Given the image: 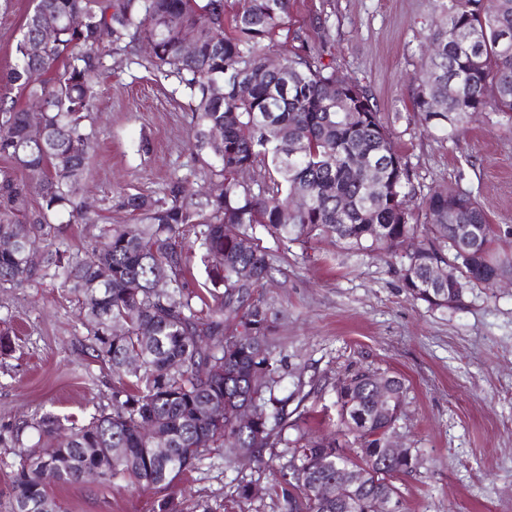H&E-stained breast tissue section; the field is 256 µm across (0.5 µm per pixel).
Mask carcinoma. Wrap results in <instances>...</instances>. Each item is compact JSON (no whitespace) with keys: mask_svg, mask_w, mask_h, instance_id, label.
Listing matches in <instances>:
<instances>
[{"mask_svg":"<svg viewBox=\"0 0 512 512\" xmlns=\"http://www.w3.org/2000/svg\"><path fill=\"white\" fill-rule=\"evenodd\" d=\"M435 21L413 91V110L428 131L453 140L477 112L508 116L512 126V0H429ZM291 0H35L14 45V64L0 75V288H22L34 276L57 279L80 309L85 340L112 372V409L87 422L46 413L31 423L42 455L17 448L11 512H65L52 484L81 481L102 470L99 485L123 482L164 491L158 512H181L172 488L215 447L233 450V466L262 461L271 445L293 449L308 482H276L288 512H380L401 503L389 479L408 475L418 454L391 456L387 436L401 417L400 377L357 372L336 383L338 430L294 439L299 418L278 397L281 365L271 347L270 308L252 299L268 277L263 236L278 241L336 239L351 253L399 256L408 293L438 308L464 304L468 293L512 273V254L479 201L453 185L416 206L412 174L395 146L388 115L294 31L297 50L270 62L286 29ZM80 19L73 25L71 20ZM192 33L193 49L184 46ZM151 45L146 65L183 87L194 146L211 153L214 188L203 202L188 179L170 177L164 195L124 198L129 224H110L89 242L93 260L66 250L36 267L26 253L57 236L60 213L94 224L84 199L88 131L97 78L114 50ZM38 111H31V106ZM367 156L372 164L357 167ZM243 169L261 181L238 179ZM40 188L32 205L29 187ZM307 199L304 209L291 199ZM427 242L404 250L406 241ZM194 237L207 280L184 293ZM451 266L454 280L438 285L431 271ZM169 279L154 288L157 271ZM107 278H102L103 272ZM119 324V334L112 327ZM388 395L375 402L376 383ZM257 399L261 413L242 423L235 410ZM224 406L220 419L208 410ZM349 448L356 456L340 454ZM363 463L369 471L349 500L336 498V477Z\"/></svg>","mask_w":512,"mask_h":512,"instance_id":"1","label":"carcinoma"}]
</instances>
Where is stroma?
<instances>
[{
  "instance_id": "stroma-1",
  "label": "stroma",
  "mask_w": 512,
  "mask_h": 512,
  "mask_svg": "<svg viewBox=\"0 0 512 512\" xmlns=\"http://www.w3.org/2000/svg\"><path fill=\"white\" fill-rule=\"evenodd\" d=\"M32 0H0V72ZM326 17L318 28L316 17ZM432 24L429 0H292L289 29L352 81L380 111L400 113L395 145L412 169L418 196L456 185L471 192L512 252V133L493 113L475 114L459 141L423 131L412 107L413 78ZM92 114L96 148L88 184L100 223L125 224L119 196L164 194L172 174L205 191L204 155L192 145L191 114L174 78L149 72L138 57L104 61ZM270 278L254 291L272 311L274 354L282 364L278 393L297 405L302 432L331 430L335 385L357 371L404 379L396 431L421 467L400 477L404 512H512V283L469 293L463 307L436 309L412 299L398 258L353 255L327 238L278 243ZM0 512H9L15 462L10 436L22 428L27 450H39L30 423L50 412L80 422L111 408L112 376L87 347L77 305L56 281L37 277L0 289ZM263 464L225 467L213 449L176 482L184 512H287L273 487L289 474L291 451L266 448ZM258 490L240 504L237 484ZM66 512H156V494L93 483L49 486Z\"/></svg>"
}]
</instances>
